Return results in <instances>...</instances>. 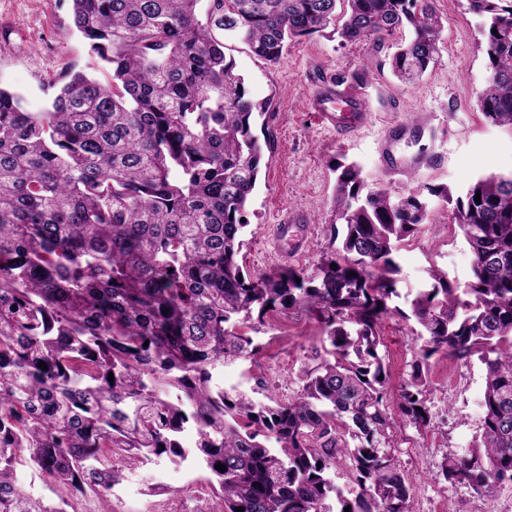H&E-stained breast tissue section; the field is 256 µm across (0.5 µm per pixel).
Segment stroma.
I'll return each mask as SVG.
<instances>
[{
	"label": "stroma",
	"instance_id": "1",
	"mask_svg": "<svg viewBox=\"0 0 512 512\" xmlns=\"http://www.w3.org/2000/svg\"><path fill=\"white\" fill-rule=\"evenodd\" d=\"M443 29L439 53L414 84L399 81L390 58L405 31L384 42L344 43L330 32L290 42L279 63L254 55L241 39L223 35L224 54L244 75L251 96L268 103L252 131L263 147V162L246 213L245 245L238 257L251 273L269 272L264 225L278 223L288 209L303 210L317 225L316 236L294 269L310 275L338 247L334 223L337 163H357L369 186L401 198L427 187L457 190L491 173L512 171V131L487 123L477 96L489 80L480 19L467 0H436ZM91 59L70 19L69 0H0V87L22 98L29 109L45 108L64 83L68 69H88ZM365 92L370 129L340 137L318 123L312 95L324 81ZM451 212L433 202L429 223L398 250L394 276L404 306L441 267L451 280L472 277V254ZM417 324L394 314L383 320L384 354L403 352L400 377H407L419 347ZM257 359L224 368L225 385L294 397L302 388L301 368L323 337L306 314L267 315L252 335ZM430 428L397 423L391 444L398 468L408 478L412 512H512V482L479 495L446 482L444 456L464 454L478 438L484 416V367L478 358L442 356L429 362ZM119 482L105 496L91 494L78 512H212L213 491L198 493L207 471L192 460L154 457L136 464L115 458Z\"/></svg>",
	"mask_w": 512,
	"mask_h": 512
}]
</instances>
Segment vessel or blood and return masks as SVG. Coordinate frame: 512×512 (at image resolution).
I'll list each match as a JSON object with an SVG mask.
<instances>
[{"label":"vessel or blood","mask_w":512,"mask_h":512,"mask_svg":"<svg viewBox=\"0 0 512 512\" xmlns=\"http://www.w3.org/2000/svg\"><path fill=\"white\" fill-rule=\"evenodd\" d=\"M313 103L318 120L327 129L352 134L367 124L368 114L364 110L363 96L358 91L327 82L318 87ZM290 230L291 226L287 223L269 225L267 230L266 241L281 266L293 261L296 248L304 247L307 237L313 235L315 228L310 224L303 225L302 235L295 241V249L288 251L282 248L281 243L288 238Z\"/></svg>","instance_id":"vessel-or-blood-1"}]
</instances>
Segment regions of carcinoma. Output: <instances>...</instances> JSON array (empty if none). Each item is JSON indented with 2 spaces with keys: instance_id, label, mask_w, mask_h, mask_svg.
Masks as SVG:
<instances>
[{
  "instance_id": "obj_1",
  "label": "carcinoma",
  "mask_w": 512,
  "mask_h": 512,
  "mask_svg": "<svg viewBox=\"0 0 512 512\" xmlns=\"http://www.w3.org/2000/svg\"><path fill=\"white\" fill-rule=\"evenodd\" d=\"M71 2L112 81L67 74L36 112L0 87V512H66L118 483L114 456L187 459L188 433L223 512H412L390 438L398 417L429 425L438 354L485 365L480 440L444 457L442 476L478 494L512 481V172L456 199L428 188L455 204L473 277L461 288L432 269L409 314L388 305L395 254L428 223L427 203L368 186L355 163L337 166L342 257L307 277L238 263L263 160L251 127L268 103L249 95L213 30L276 63L334 20L343 42L408 28L391 68L411 83L439 52L435 0H345L339 20L340 0ZM469 9L485 19L491 72L479 109L512 128V0ZM288 310L314 316L328 343L301 391L260 403L226 387L224 365L256 355L250 333ZM394 312L414 317L422 340L398 385L379 333ZM338 457L361 488L353 499L330 478ZM24 464L58 503L19 485Z\"/></svg>"
}]
</instances>
